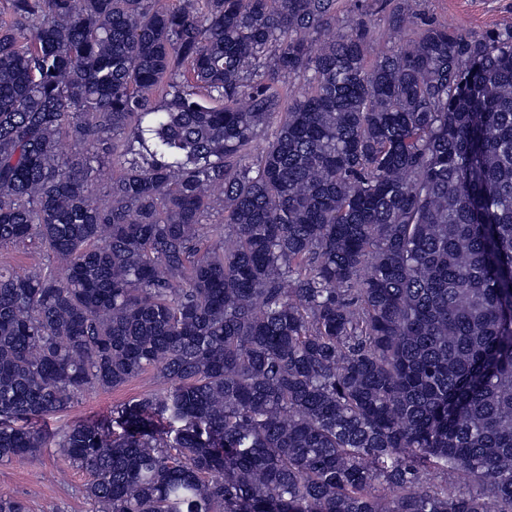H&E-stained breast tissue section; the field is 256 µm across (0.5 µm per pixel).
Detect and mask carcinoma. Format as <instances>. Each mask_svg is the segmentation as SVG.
<instances>
[{
  "mask_svg": "<svg viewBox=\"0 0 512 512\" xmlns=\"http://www.w3.org/2000/svg\"><path fill=\"white\" fill-rule=\"evenodd\" d=\"M335 23L6 0L0 246L58 267L0 270V462L56 449L95 512H512V25L371 60ZM147 371L108 418L15 426ZM51 267L47 252L35 242L0 247V269L44 273Z\"/></svg>",
  "mask_w": 512,
  "mask_h": 512,
  "instance_id": "carcinoma-1",
  "label": "carcinoma"
}]
</instances>
